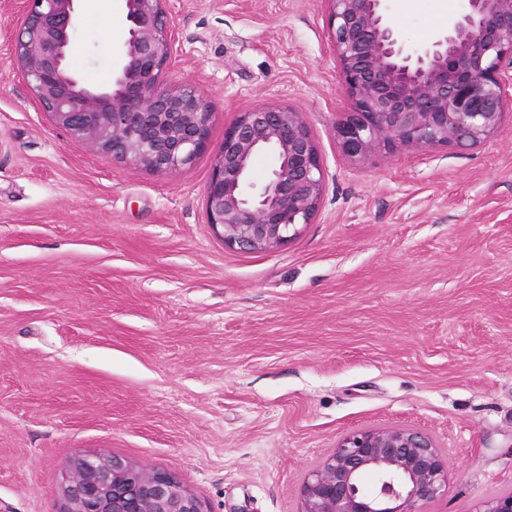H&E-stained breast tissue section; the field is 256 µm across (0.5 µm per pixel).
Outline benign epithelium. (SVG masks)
I'll list each match as a JSON object with an SVG mask.
<instances>
[{"mask_svg":"<svg viewBox=\"0 0 512 512\" xmlns=\"http://www.w3.org/2000/svg\"><path fill=\"white\" fill-rule=\"evenodd\" d=\"M14 53L41 109L85 146L154 172L173 173L206 146L209 104L191 85L163 86L173 58L167 0H124L128 36L111 84H85L67 57L77 0H25ZM328 36L351 111L336 125L344 154L362 161L380 147L469 146L499 130L512 106V0H464L461 15L408 51L383 0H326ZM275 166L248 191L256 154ZM322 159L303 111L247 108L224 128L206 187L208 223L224 244L278 248L315 217ZM58 512H206L170 472L107 453L79 455ZM370 472L375 482L365 487ZM448 489V457L427 434L393 426L344 436L311 471L299 512H425ZM477 512H512V490Z\"/></svg>","mask_w":512,"mask_h":512,"instance_id":"benign-epithelium-1","label":"benign epithelium"}]
</instances>
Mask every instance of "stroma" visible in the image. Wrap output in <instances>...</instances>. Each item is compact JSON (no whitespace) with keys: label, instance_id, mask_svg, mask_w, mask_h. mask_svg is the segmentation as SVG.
I'll use <instances>...</instances> for the list:
<instances>
[{"label":"stroma","instance_id":"35a3bbf8","mask_svg":"<svg viewBox=\"0 0 512 512\" xmlns=\"http://www.w3.org/2000/svg\"><path fill=\"white\" fill-rule=\"evenodd\" d=\"M426 44L463 0H385ZM167 87L193 85L209 142L175 173L88 150L14 61L0 0V512H56L79 454L173 473L206 512H297L346 434L408 426L448 456L427 512L512 489V110L466 148L355 163L325 0H168ZM69 68L107 85L124 4L78 0ZM301 108L323 161L312 223L250 252L207 221L224 128Z\"/></svg>","mask_w":512,"mask_h":512}]
</instances>
